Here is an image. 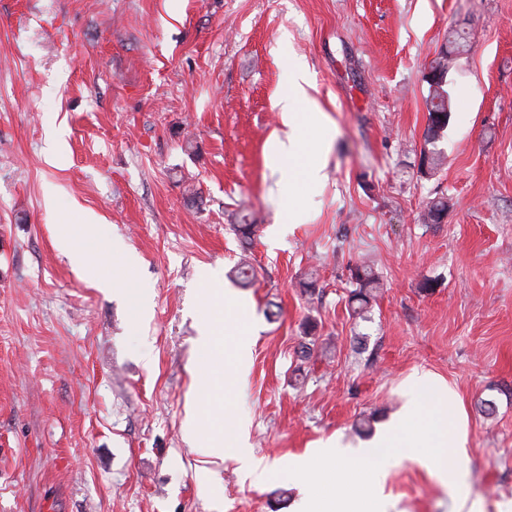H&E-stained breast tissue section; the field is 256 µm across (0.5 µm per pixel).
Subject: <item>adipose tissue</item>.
<instances>
[{"mask_svg": "<svg viewBox=\"0 0 512 512\" xmlns=\"http://www.w3.org/2000/svg\"><path fill=\"white\" fill-rule=\"evenodd\" d=\"M288 68V91L281 96L277 106L283 117L286 131L283 137L275 139L269 148V167L278 174L279 185L287 191H294L299 182L313 185L323 184L326 174L323 167L310 166L296 170L289 166V159L300 156L309 141L325 145L330 119L326 112L309 101L312 85L309 67L297 56H286ZM307 103V111L295 112L297 103ZM210 301L215 309L212 321L204 323L200 330V343L209 352L227 354L229 363L244 366L248 345L244 340L246 324L234 297L213 293Z\"/></svg>", "mask_w": 512, "mask_h": 512, "instance_id": "obj_1", "label": "adipose tissue"}]
</instances>
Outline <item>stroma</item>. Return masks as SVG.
Returning a JSON list of instances; mask_svg holds the SVG:
<instances>
[{
    "label": "stroma",
    "instance_id": "stroma-1",
    "mask_svg": "<svg viewBox=\"0 0 512 512\" xmlns=\"http://www.w3.org/2000/svg\"><path fill=\"white\" fill-rule=\"evenodd\" d=\"M452 112L418 171L423 73L451 29ZM307 61L332 122L276 186L282 63ZM198 201L188 205L189 192ZM445 199L443 223H425ZM303 224L287 227V204ZM257 220L250 243L231 231ZM70 228L98 265L61 251ZM251 286L229 277L241 259ZM380 288L353 316L352 270ZM126 274L128 286L110 285ZM228 291L249 359L223 398L198 343ZM281 313L269 319L270 304ZM309 354H302V347ZM454 385L468 421L469 501L512 500V0H0V512H293L289 459L381 424L401 384ZM243 428L269 464L190 447ZM399 512H450L411 459L388 475Z\"/></svg>",
    "mask_w": 512,
    "mask_h": 512
}]
</instances>
